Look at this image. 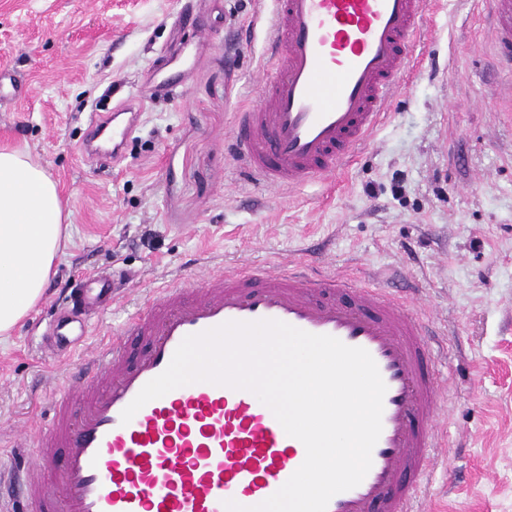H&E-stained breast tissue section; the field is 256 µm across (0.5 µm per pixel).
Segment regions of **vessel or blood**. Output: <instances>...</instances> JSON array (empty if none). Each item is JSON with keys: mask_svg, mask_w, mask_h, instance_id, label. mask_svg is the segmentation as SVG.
Returning a JSON list of instances; mask_svg holds the SVG:
<instances>
[{"mask_svg": "<svg viewBox=\"0 0 512 512\" xmlns=\"http://www.w3.org/2000/svg\"><path fill=\"white\" fill-rule=\"evenodd\" d=\"M268 55L279 76L237 114L229 149L271 190L345 166L386 118L413 69L430 0H271ZM493 58L512 69V0H489ZM115 272L79 304L105 312ZM275 319L367 350L387 387L372 466L327 512H421L418 491L442 445L444 400L429 332L399 291L300 264L223 268L152 292L123 332L65 383L21 473L27 512H225L251 507L299 468L305 448L250 392L206 382L123 409L189 335L228 321Z\"/></svg>", "mask_w": 512, "mask_h": 512, "instance_id": "1", "label": "vessel or blood"}]
</instances>
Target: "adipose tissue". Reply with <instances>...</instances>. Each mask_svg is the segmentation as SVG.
Listing matches in <instances>:
<instances>
[{"label": "adipose tissue", "mask_w": 512, "mask_h": 512, "mask_svg": "<svg viewBox=\"0 0 512 512\" xmlns=\"http://www.w3.org/2000/svg\"><path fill=\"white\" fill-rule=\"evenodd\" d=\"M56 183L22 148L0 149V336L42 299L66 221Z\"/></svg>", "instance_id": "obj_1"}]
</instances>
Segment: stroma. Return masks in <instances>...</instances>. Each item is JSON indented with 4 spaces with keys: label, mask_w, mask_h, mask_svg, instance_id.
I'll return each mask as SVG.
<instances>
[{
    "label": "stroma",
    "mask_w": 512,
    "mask_h": 512,
    "mask_svg": "<svg viewBox=\"0 0 512 512\" xmlns=\"http://www.w3.org/2000/svg\"><path fill=\"white\" fill-rule=\"evenodd\" d=\"M270 0H0V67L31 92L0 104V146H27L70 213L41 301L0 341V470L16 430L43 427L85 351L107 344L198 259H298L415 289L447 345V438L422 490L426 512H512V119L485 97L499 76L484 0H438L423 69L344 172L268 191L224 140L274 79ZM182 96L159 93L163 83ZM139 108L119 159L81 151L101 116ZM120 272V300L53 353L56 310L93 270Z\"/></svg>",
    "instance_id": "1"
}]
</instances>
